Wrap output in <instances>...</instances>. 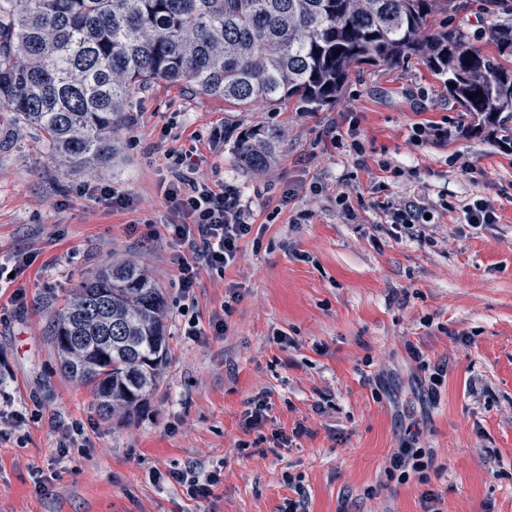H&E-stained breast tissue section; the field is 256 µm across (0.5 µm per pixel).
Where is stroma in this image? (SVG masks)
I'll use <instances>...</instances> for the list:
<instances>
[{
  "instance_id": "35a3bbf8",
  "label": "stroma",
  "mask_w": 512,
  "mask_h": 512,
  "mask_svg": "<svg viewBox=\"0 0 512 512\" xmlns=\"http://www.w3.org/2000/svg\"><path fill=\"white\" fill-rule=\"evenodd\" d=\"M510 8L512 0H441L430 27L463 26L491 54V25ZM443 119L471 122L449 104L445 79L417 59L394 71L353 68L336 104L319 112L262 102L228 112L190 86L159 81L129 102L113 162L65 173L36 130L0 112V258L34 256L0 288V407L30 417L0 437V512H283L298 495L305 512H425L427 490L437 512H512V156L484 136L408 148L415 124ZM268 125L281 130L276 162L243 168L236 138ZM352 126L364 156L327 135ZM192 148L202 176L235 183L254 213L223 277L199 272L195 341L183 334L158 190L167 153ZM383 159L415 177L387 176ZM100 183L130 194L133 209L85 193ZM378 186L396 200L425 192L433 243L393 239L368 207ZM341 194L357 220L343 218ZM479 199L498 223L463 224V206ZM121 257L138 260L168 301L160 383L128 421L99 416L94 391L60 371L49 338L57 306ZM19 288L21 307L12 300ZM219 314L220 336L209 325ZM441 366L432 398L429 377ZM261 395L267 418L246 430L244 413ZM71 424L83 428V445L63 458ZM276 431L292 434L290 447H276ZM406 442L432 459L401 481L387 468ZM192 465L220 470L209 497L190 498L170 478Z\"/></svg>"
}]
</instances>
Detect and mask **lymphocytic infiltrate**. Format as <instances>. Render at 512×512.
I'll return each instance as SVG.
<instances>
[{
  "instance_id": "lymphocytic-infiltrate-1",
  "label": "lymphocytic infiltrate",
  "mask_w": 512,
  "mask_h": 512,
  "mask_svg": "<svg viewBox=\"0 0 512 512\" xmlns=\"http://www.w3.org/2000/svg\"><path fill=\"white\" fill-rule=\"evenodd\" d=\"M199 171L193 151L177 153L160 184L169 206L165 229L173 247L178 288L186 301L193 297L200 270L223 275L253 230V212L239 188L220 178L205 180ZM372 205L383 213L390 234L431 242L430 204L424 194L399 201L376 199Z\"/></svg>"
}]
</instances>
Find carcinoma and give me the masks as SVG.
<instances>
[{"instance_id":"carcinoma-1","label":"carcinoma","mask_w":512,"mask_h":512,"mask_svg":"<svg viewBox=\"0 0 512 512\" xmlns=\"http://www.w3.org/2000/svg\"><path fill=\"white\" fill-rule=\"evenodd\" d=\"M438 0H0V109L38 129L61 167L94 170L118 153L128 100L157 80L248 109L295 102L319 112L352 68L422 60L477 124L512 118V18L491 27L497 55L464 29L427 32ZM477 97L471 99L469 94ZM280 137L258 127L238 161L267 167ZM60 370L94 389L105 419L136 415L167 353L166 299L132 259L108 263L55 310Z\"/></svg>"}]
</instances>
